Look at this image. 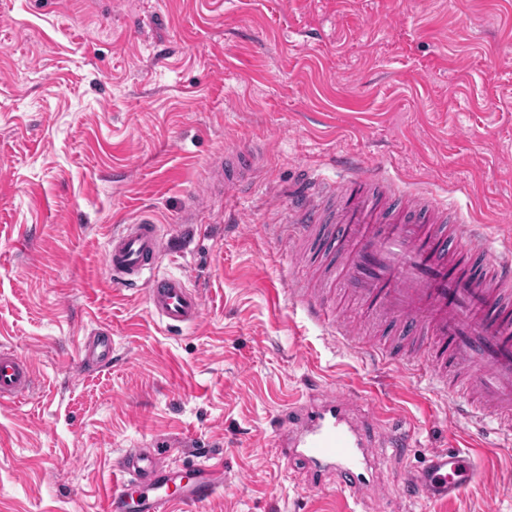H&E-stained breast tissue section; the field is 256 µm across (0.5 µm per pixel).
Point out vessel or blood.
Returning a JSON list of instances; mask_svg holds the SVG:
<instances>
[{
  "label": "vessel or blood",
  "instance_id": "1",
  "mask_svg": "<svg viewBox=\"0 0 512 512\" xmlns=\"http://www.w3.org/2000/svg\"><path fill=\"white\" fill-rule=\"evenodd\" d=\"M255 158L237 149L224 155L216 183L240 192L252 182ZM399 198L391 181L367 169L349 168L342 180L321 195L305 194L295 210L291 232L309 235L327 224L326 238L340 263L332 279L377 322L400 335L431 337V378L447 386L450 367L467 366L486 407L512 411V251L492 255L478 231L456 229L448 209L436 200L409 197L404 211L385 209L382 197ZM164 238L158 225L124 224L110 237L105 266L116 288H142L151 313L167 328L196 325L202 301L180 276L163 271ZM290 297L313 321L336 325V311L324 289L291 283ZM84 359L112 361V335L103 330L84 341ZM34 387L31 363L0 347V405L26 400ZM277 447L307 463L316 476L333 474L339 485L360 496L369 484V465L378 448L402 452L407 431L387 426L386 414L364 408L361 394L322 388L282 413ZM164 448H129L113 467L112 490L102 512H128L126 493L139 486L138 512H174L198 505L224 486L223 468L200 461L195 477L180 493L169 494L178 469ZM476 476L472 455L455 448L428 452L402 483L409 499L459 497Z\"/></svg>",
  "mask_w": 512,
  "mask_h": 512
}]
</instances>
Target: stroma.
Segmentation results:
<instances>
[{
    "label": "stroma",
    "mask_w": 512,
    "mask_h": 512,
    "mask_svg": "<svg viewBox=\"0 0 512 512\" xmlns=\"http://www.w3.org/2000/svg\"><path fill=\"white\" fill-rule=\"evenodd\" d=\"M244 196L213 186L234 147ZM357 161L512 246V0H0V345L34 365L29 402L0 407V512H100L126 449L224 467L188 512H512V433L425 370L350 350L286 289L309 269L288 237L303 187ZM148 218L162 267L199 290V322L168 330L143 292L111 287L105 245ZM363 340L403 342L337 301ZM112 333V364L80 362ZM363 391L409 431L354 501L276 445L310 384ZM435 448L477 455L455 500H407Z\"/></svg>",
    "instance_id": "stroma-1"
}]
</instances>
